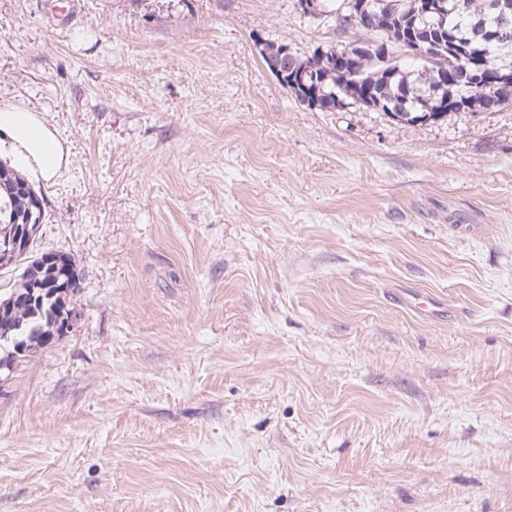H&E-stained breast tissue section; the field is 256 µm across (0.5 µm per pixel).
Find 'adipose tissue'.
<instances>
[{"instance_id":"adipose-tissue-1","label":"adipose tissue","mask_w":512,"mask_h":512,"mask_svg":"<svg viewBox=\"0 0 512 512\" xmlns=\"http://www.w3.org/2000/svg\"><path fill=\"white\" fill-rule=\"evenodd\" d=\"M38 179L56 178L70 161L64 140L35 112L10 105L0 106V146Z\"/></svg>"}]
</instances>
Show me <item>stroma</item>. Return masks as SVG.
Returning <instances> with one entry per match:
<instances>
[{
    "mask_svg": "<svg viewBox=\"0 0 512 512\" xmlns=\"http://www.w3.org/2000/svg\"><path fill=\"white\" fill-rule=\"evenodd\" d=\"M298 0H0V105L71 165L74 332L0 371V512H512V102L299 103ZM421 293L445 315L398 300ZM255 45L261 49L264 45L263 39H256ZM261 50L267 58L269 69L275 74L279 82L296 96L295 99L299 103L303 104L299 100L303 99L304 103L312 109L327 110L328 102L320 97L323 92L318 91L315 76H313L312 83H309L308 79L312 76L310 69L300 67L295 52L288 44L282 43L278 49L275 48L274 50Z\"/></svg>",
    "mask_w": 512,
    "mask_h": 512,
    "instance_id": "1",
    "label": "stroma"
}]
</instances>
